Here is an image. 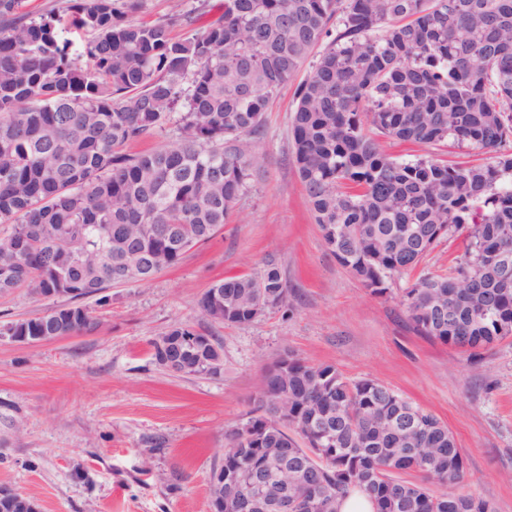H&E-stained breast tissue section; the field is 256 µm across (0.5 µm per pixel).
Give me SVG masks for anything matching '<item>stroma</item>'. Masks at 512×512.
Instances as JSON below:
<instances>
[{"label":"stroma","instance_id":"obj_1","mask_svg":"<svg viewBox=\"0 0 512 512\" xmlns=\"http://www.w3.org/2000/svg\"><path fill=\"white\" fill-rule=\"evenodd\" d=\"M296 78L282 87L253 137L260 170L228 224L145 283L81 299L92 332L40 345L0 335V486L37 512H210L213 468L224 434L246 420L267 369L283 354L373 378L434 414L461 448L470 487L495 512H512V336L467 352L417 333L402 304L407 277L370 293L325 247L293 157ZM400 160L484 162L452 142L417 146L381 139ZM277 263L291 309L248 324L202 319L214 282L254 276ZM19 288L0 294V326L63 305ZM210 332L219 376L169 372L153 342L172 326Z\"/></svg>","mask_w":512,"mask_h":512}]
</instances>
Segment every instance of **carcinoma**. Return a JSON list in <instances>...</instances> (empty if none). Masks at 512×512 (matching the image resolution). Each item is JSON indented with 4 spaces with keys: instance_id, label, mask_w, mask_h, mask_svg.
<instances>
[{
    "instance_id": "obj_1",
    "label": "carcinoma",
    "mask_w": 512,
    "mask_h": 512,
    "mask_svg": "<svg viewBox=\"0 0 512 512\" xmlns=\"http://www.w3.org/2000/svg\"><path fill=\"white\" fill-rule=\"evenodd\" d=\"M22 0H0V293L16 288L112 286L114 258L152 257L155 271L227 223L251 188V137L267 105L318 45L296 89L293 153L326 247L375 296L417 268L442 239L469 225L462 259L404 289L421 335L475 357L512 336V282L492 288L488 256L512 247V0H224L200 32L175 40L174 14L135 21L139 0H74L70 23L93 37L76 44L61 16L37 19ZM174 124L173 143L134 154L126 146ZM370 129H365V126ZM383 136L417 145L451 139L484 151L480 165L397 160ZM263 285L269 305L252 308ZM221 289L224 322L248 324L285 305L288 287L269 262L257 277L218 280L201 296L205 319ZM88 309L12 322L34 336L88 333ZM222 356L153 344L168 371L207 375ZM288 401V423L259 442L225 435L224 470L239 491L262 451L288 449V494L340 512L359 491L374 512H494L468 491L464 454L432 413L371 379L293 356L260 391ZM413 471L421 481L399 477ZM441 478L445 491L426 483Z\"/></svg>"
}]
</instances>
